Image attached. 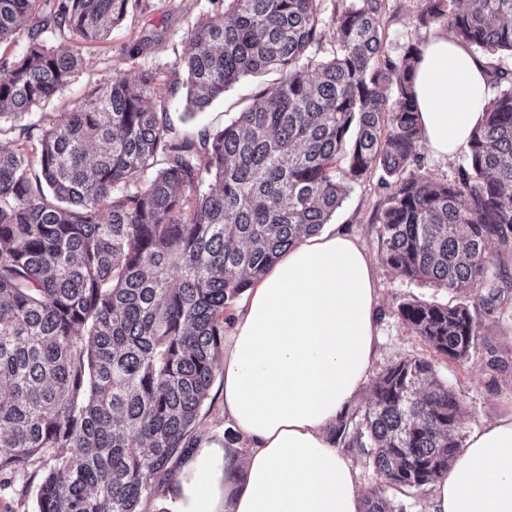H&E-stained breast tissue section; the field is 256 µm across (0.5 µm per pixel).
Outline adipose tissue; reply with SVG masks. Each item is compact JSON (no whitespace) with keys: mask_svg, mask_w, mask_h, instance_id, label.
I'll list each match as a JSON object with an SVG mask.
<instances>
[{"mask_svg":"<svg viewBox=\"0 0 512 512\" xmlns=\"http://www.w3.org/2000/svg\"><path fill=\"white\" fill-rule=\"evenodd\" d=\"M414 92L423 144L455 157L484 118L487 62L437 32ZM378 320L374 263L357 238L332 227L301 235L224 333V418L239 440L202 442L183 460L169 512H362L333 430L366 390ZM429 490L428 512H512V413L474 429Z\"/></svg>","mask_w":512,"mask_h":512,"instance_id":"1","label":"adipose tissue"}]
</instances>
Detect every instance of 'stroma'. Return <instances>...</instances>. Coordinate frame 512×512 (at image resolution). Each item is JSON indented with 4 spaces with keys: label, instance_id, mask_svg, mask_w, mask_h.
<instances>
[{
    "label": "stroma",
    "instance_id": "obj_1",
    "mask_svg": "<svg viewBox=\"0 0 512 512\" xmlns=\"http://www.w3.org/2000/svg\"><path fill=\"white\" fill-rule=\"evenodd\" d=\"M424 0H384L382 24L389 53L401 54L406 45L423 44L433 34V27H423L418 16ZM213 10L210 0H142L126 20L113 28L103 42L90 45L86 56L90 65L45 107V112H67L77 107L103 79L113 73L134 78L137 65L159 69L160 76L172 91L167 96L169 117L178 131L194 135L205 128L224 126L248 104L262 85L272 82V75L245 78L228 89L223 98L205 111L185 118V97L178 85L183 73L176 66L184 51L182 37L195 23ZM163 31L161 43L144 48L137 63H130L129 51L143 37ZM386 191L377 175H369L354 183L342 206L332 218L333 224L358 238L370 255H377L375 211L382 207ZM377 288L380 300V342L375 372L406 357L429 358L438 377L453 389L461 405L460 437H468L487 420L512 412V301L494 310H476L479 336L470 357L453 361L434 353L412 332L399 316L402 303L419 298L448 301L444 291L395 275L384 263H377ZM497 357L503 370L492 372L487 362ZM228 427L224 423L223 378L215 376L207 402L198 419V438L220 442Z\"/></svg>",
    "mask_w": 512,
    "mask_h": 512
}]
</instances>
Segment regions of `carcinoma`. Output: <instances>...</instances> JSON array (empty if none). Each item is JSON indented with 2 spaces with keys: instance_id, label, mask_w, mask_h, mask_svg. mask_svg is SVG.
Listing matches in <instances>:
<instances>
[{
  "instance_id": "1",
  "label": "carcinoma",
  "mask_w": 512,
  "mask_h": 512,
  "mask_svg": "<svg viewBox=\"0 0 512 512\" xmlns=\"http://www.w3.org/2000/svg\"><path fill=\"white\" fill-rule=\"evenodd\" d=\"M217 1L177 62L187 109L279 73L229 124L178 135L148 67L112 74L34 141L26 117L87 66L82 44L105 40L131 0H0V44L28 31L0 58V488L22 479L37 512H139L165 492L197 439L234 302L368 174L389 189L375 217L383 263L450 295L400 307L429 348L466 359L472 293L501 298L512 87L490 100L457 175L435 180L417 153L420 48L386 50L382 0ZM418 21L512 55V0H425ZM49 34L76 45L57 50ZM459 415L429 359H402L376 379L348 445L368 449L380 479L418 490L460 451ZM365 512L397 510L375 486Z\"/></svg>"
}]
</instances>
